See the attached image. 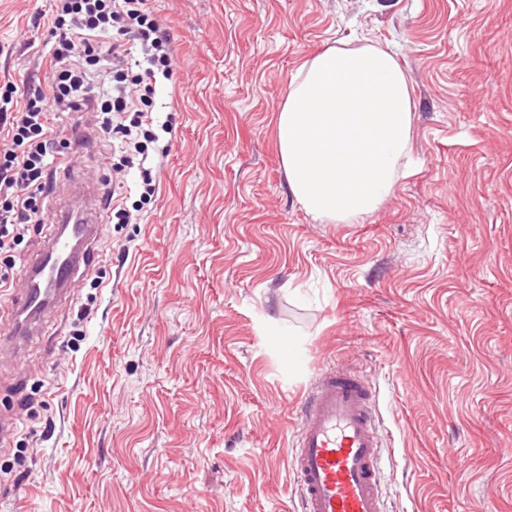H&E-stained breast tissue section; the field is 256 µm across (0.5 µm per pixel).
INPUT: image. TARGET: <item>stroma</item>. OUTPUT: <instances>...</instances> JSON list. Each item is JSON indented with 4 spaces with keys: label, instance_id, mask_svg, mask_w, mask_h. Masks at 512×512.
Masks as SVG:
<instances>
[{
    "label": "stroma",
    "instance_id": "35a3bbf8",
    "mask_svg": "<svg viewBox=\"0 0 512 512\" xmlns=\"http://www.w3.org/2000/svg\"><path fill=\"white\" fill-rule=\"evenodd\" d=\"M52 0H0V86L43 76ZM174 50L168 155L104 224L71 299L0 351V512H300L290 468L318 374L356 371L381 422L387 512H512V0H152ZM357 31L414 90L405 176L324 224L291 195L276 125L303 60ZM54 202L124 185L77 113Z\"/></svg>",
    "mask_w": 512,
    "mask_h": 512
}]
</instances>
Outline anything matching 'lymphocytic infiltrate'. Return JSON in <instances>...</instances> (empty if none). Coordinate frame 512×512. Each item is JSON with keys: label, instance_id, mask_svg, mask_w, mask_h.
Returning <instances> with one entry per match:
<instances>
[{"label": "lymphocytic infiltrate", "instance_id": "obj_1", "mask_svg": "<svg viewBox=\"0 0 512 512\" xmlns=\"http://www.w3.org/2000/svg\"><path fill=\"white\" fill-rule=\"evenodd\" d=\"M54 41L42 81L0 92V253L19 246L42 221L52 181L65 157L56 133L63 112H89L104 138L138 169L141 199L154 196L149 146L158 137L157 86L173 51L151 0H53ZM128 43L103 46L112 31Z\"/></svg>", "mask_w": 512, "mask_h": 512}]
</instances>
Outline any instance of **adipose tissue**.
Wrapping results in <instances>:
<instances>
[{"label":"adipose tissue","mask_w":512,"mask_h":512,"mask_svg":"<svg viewBox=\"0 0 512 512\" xmlns=\"http://www.w3.org/2000/svg\"><path fill=\"white\" fill-rule=\"evenodd\" d=\"M413 100L395 49L341 39L291 76L277 119L288 186L314 220L349 224L394 192L412 147Z\"/></svg>","instance_id":"ef3b65f1"}]
</instances>
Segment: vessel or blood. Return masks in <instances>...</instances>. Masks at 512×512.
<instances>
[{
    "label": "vessel or blood",
    "mask_w": 512,
    "mask_h": 512,
    "mask_svg": "<svg viewBox=\"0 0 512 512\" xmlns=\"http://www.w3.org/2000/svg\"><path fill=\"white\" fill-rule=\"evenodd\" d=\"M58 234L29 261V279L51 280L49 297L27 290L13 319L0 325V338L16 344L57 301L75 287L80 267L99 239L96 201L79 214L60 212ZM300 427L290 465L301 512H385L380 485L381 448L372 395L357 374L330 367L321 371L300 407Z\"/></svg>",
    "instance_id": "vessel-or-blood-1"
}]
</instances>
